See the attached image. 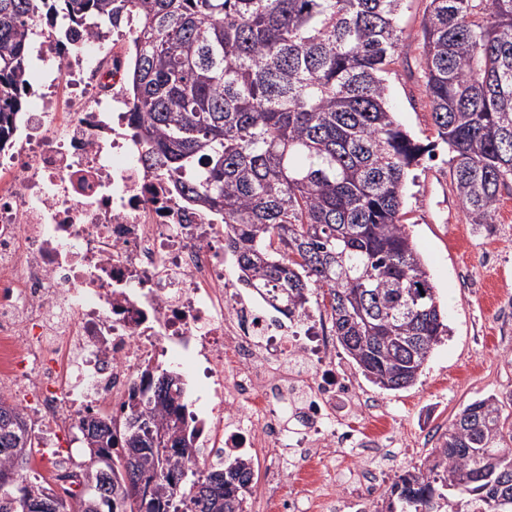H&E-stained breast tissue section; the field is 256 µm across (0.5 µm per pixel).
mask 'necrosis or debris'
<instances>
[{
    "label": "necrosis or debris",
    "instance_id": "necrosis-or-debris-1",
    "mask_svg": "<svg viewBox=\"0 0 512 512\" xmlns=\"http://www.w3.org/2000/svg\"><path fill=\"white\" fill-rule=\"evenodd\" d=\"M77 36L90 52L62 68L45 40L46 89L0 148V393L61 431L119 412L160 355L197 356L213 402L198 444L216 458L289 449L292 476L319 487L337 452L374 443L341 420L361 393L336 375L331 330L239 288L220 220L143 165L129 124L133 28ZM350 474L330 512H367L376 484L362 466Z\"/></svg>",
    "mask_w": 512,
    "mask_h": 512
}]
</instances>
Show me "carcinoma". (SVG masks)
<instances>
[{"label": "carcinoma", "mask_w": 512, "mask_h": 512, "mask_svg": "<svg viewBox=\"0 0 512 512\" xmlns=\"http://www.w3.org/2000/svg\"><path fill=\"white\" fill-rule=\"evenodd\" d=\"M407 0H0V137L29 85L47 15L74 28L135 26L130 113L144 163L222 219L239 280L288 313L322 298L336 340L382 390L414 384L449 334L403 224L412 169L438 147L471 224L512 191V0H427L420 21L436 140L398 122L385 75ZM148 370L117 417L74 424L98 492L65 506L32 462L41 437L0 395V512H245L249 463L199 461L182 380ZM165 434L169 451L154 449ZM122 453L112 465L96 457ZM28 510H23L20 499ZM373 512H512V414L494 396L456 415L426 463Z\"/></svg>", "instance_id": "carcinoma-1"}]
</instances>
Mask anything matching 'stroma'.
Segmentation results:
<instances>
[{"label":"stroma","instance_id":"stroma-1","mask_svg":"<svg viewBox=\"0 0 512 512\" xmlns=\"http://www.w3.org/2000/svg\"><path fill=\"white\" fill-rule=\"evenodd\" d=\"M425 0H408L401 25L406 38L386 76L396 116L418 140L433 138L417 32ZM446 152L410 173L404 219L448 313L449 336L435 347L416 384L383 391L370 383L344 351L336 362L364 396L391 416L369 467L391 485L402 470L420 465L437 447L455 415L490 395L512 413V195H503L495 223L470 224L448 190Z\"/></svg>","mask_w":512,"mask_h":512}]
</instances>
